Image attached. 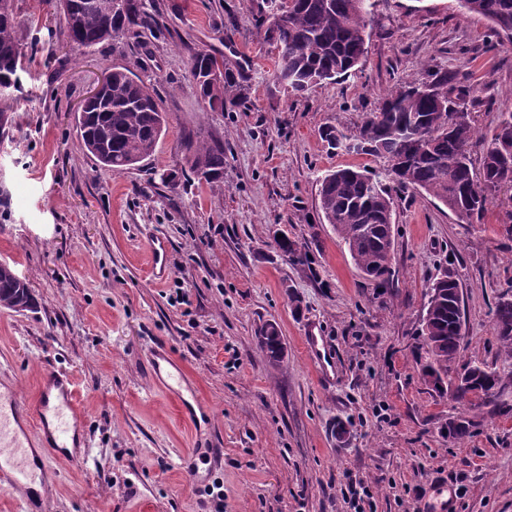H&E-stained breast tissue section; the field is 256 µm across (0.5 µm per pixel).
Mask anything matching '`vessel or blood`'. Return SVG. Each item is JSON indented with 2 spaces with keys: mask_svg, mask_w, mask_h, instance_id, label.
<instances>
[{
  "mask_svg": "<svg viewBox=\"0 0 512 512\" xmlns=\"http://www.w3.org/2000/svg\"><path fill=\"white\" fill-rule=\"evenodd\" d=\"M151 377L167 394L177 400L182 420L193 427L201 421L195 411L196 396H185L187 375L183 365L162 346L152 348L147 358ZM23 413L17 391L0 393V484L11 489L26 490L36 480L40 468L32 464L27 450L32 445L28 433L16 427ZM34 414L46 444L48 457L70 460L69 450L75 445L78 408L76 391L70 375L51 369L39 383Z\"/></svg>",
  "mask_w": 512,
  "mask_h": 512,
  "instance_id": "obj_1",
  "label": "vessel or blood"
}]
</instances>
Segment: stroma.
I'll return each mask as SVG.
<instances>
[{"label": "stroma", "mask_w": 512, "mask_h": 512, "mask_svg": "<svg viewBox=\"0 0 512 512\" xmlns=\"http://www.w3.org/2000/svg\"><path fill=\"white\" fill-rule=\"evenodd\" d=\"M57 0H14L22 37L16 88L0 97V263L36 305L0 309V389H16L34 431L37 378L69 372L87 454L49 461L42 512H354L347 476L372 497L364 512H435L454 481L456 512H512V374L508 408L472 412L464 440L448 435L453 401L420 375V324L443 270L464 295L461 361L503 369L493 308L512 281V238L500 190L480 222L458 223L438 200L398 193L392 275L366 279L319 210V178L378 159L328 149L322 127L350 132L403 82L435 69L479 89L472 115L491 131L512 111V42L458 0H378L363 65L294 96L272 82L275 51L256 0H162V28L125 32L95 48L67 42ZM206 49L248 60L245 104L211 111L190 73ZM126 66L154 86L166 115L151 157L114 172L81 144L77 107L103 75ZM224 144V182L188 173L187 138ZM185 170L178 185L163 173ZM286 235L308 263L275 244ZM167 245L154 278L149 244ZM277 323L270 362L258 336ZM318 337L335 367L321 375L307 348ZM167 344L185 367L199 417L224 448L213 466L177 404L146 370ZM345 435H338L337 426Z\"/></svg>", "instance_id": "35a3bbf8"}]
</instances>
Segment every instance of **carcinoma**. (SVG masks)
Returning a JSON list of instances; mask_svg holds the SVG:
<instances>
[{
    "mask_svg": "<svg viewBox=\"0 0 512 512\" xmlns=\"http://www.w3.org/2000/svg\"><path fill=\"white\" fill-rule=\"evenodd\" d=\"M14 0H0V77L16 78L22 54L15 20ZM93 0V7L62 12L70 42L96 47L132 27L158 29L160 8L156 0ZM376 0H294L282 22L261 15L264 40L275 45L277 58L272 77L292 95L309 87L345 78L357 70L365 51L367 19ZM469 14L486 18L495 32L512 42V0H459ZM190 73L200 96L213 110L242 98L243 68L206 49L194 53ZM476 89L455 73L437 71L431 79L408 82L386 98L350 134L328 126L322 138L329 148L384 160V167L342 168L325 174L320 182L319 208L326 223L347 245L362 273L385 281L391 275L394 238L389 224L376 214H391V185L425 193L445 205L461 224L482 218L495 193L512 188V165L504 158L512 146V112H503L490 135L480 137L482 156L475 168L471 156L476 129L470 107ZM106 102L89 109L79 119L85 150L97 163L122 172L149 158L164 127V115L154 89L126 67L112 68ZM189 169L200 181L224 183V144L218 140L191 139L184 143ZM423 335L428 360L422 365L424 380L444 390L454 381L452 364L459 357L463 337V297L460 285L445 273L425 292ZM35 307L27 283L7 263H0V308L16 312ZM498 339L512 356V289L502 292L493 310ZM260 342L274 362L283 347L277 325L266 324ZM461 373L471 375L481 394L467 389L452 400L468 409L494 413L502 400L500 373L484 362L470 361Z\"/></svg>",
    "mask_w": 512,
    "mask_h": 512,
    "instance_id": "carcinoma-1",
    "label": "carcinoma"
}]
</instances>
